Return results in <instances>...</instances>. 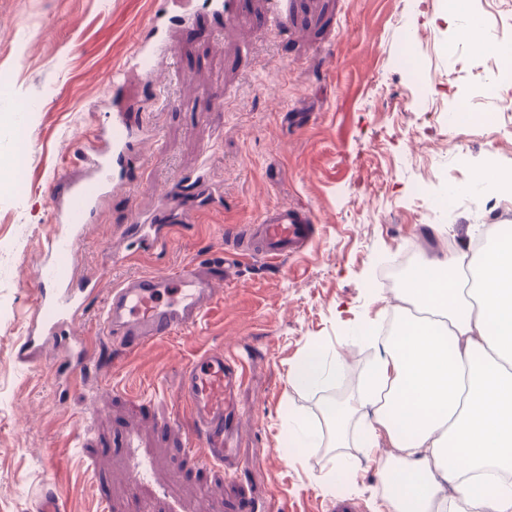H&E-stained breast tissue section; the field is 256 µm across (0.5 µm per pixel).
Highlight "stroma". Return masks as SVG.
Masks as SVG:
<instances>
[{"label": "stroma", "instance_id": "obj_1", "mask_svg": "<svg viewBox=\"0 0 512 512\" xmlns=\"http://www.w3.org/2000/svg\"><path fill=\"white\" fill-rule=\"evenodd\" d=\"M266 0H240L233 20L200 17L180 34L172 65L131 73L136 121L157 144L136 148L123 199L104 200L74 260L101 294L134 274L169 271L223 247L278 206L309 209L316 234L294 257L240 267L200 330L119 356L109 340L82 387L61 391L53 351L20 363L57 227L49 186L94 130L112 119L109 78L151 18L152 0H0V158L24 146L26 166L0 189V512H34L56 483L67 512H239L275 498L281 512H328L339 500L374 512L381 471L367 460L360 414L348 423L353 472L334 471L328 445L297 448L294 414L323 424L327 403L351 402L332 383L295 389L289 376L314 341L366 374L375 356L364 330L399 305L377 282L407 249L417 262L512 224V192L476 186L480 171L512 173V112L477 99L478 122L449 126L464 87L494 80L482 61L512 38V0H293L291 31L260 28ZM483 24L478 57L444 47L457 26ZM207 164L222 190L166 251L116 256L118 229L153 211L164 189ZM473 184L452 198L449 184ZM441 235L427 236L429 223ZM223 346L248 374L227 423L242 462L232 476L187 454L194 424L179 398L184 366Z\"/></svg>", "mask_w": 512, "mask_h": 512}]
</instances>
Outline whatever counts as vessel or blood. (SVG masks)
Instances as JSON below:
<instances>
[{"label": "vessel or blood", "mask_w": 512, "mask_h": 512, "mask_svg": "<svg viewBox=\"0 0 512 512\" xmlns=\"http://www.w3.org/2000/svg\"><path fill=\"white\" fill-rule=\"evenodd\" d=\"M232 19L237 0H158L149 28L136 40L129 61L144 73L170 52L168 32L172 26L190 28L197 10ZM112 81V122L96 132L77 159L80 175L60 179L49 195L52 223L62 235L49 240L54 261L41 270L43 286L35 319L17 357L28 361L33 353L55 344L64 364L57 371L59 383L76 387L97 354L95 340L73 335V327L85 320L92 300L99 297V282L92 277L75 278L63 257L75 253L83 242V230L92 223L99 199L112 195L123 184L129 150L137 132L125 113L130 105L124 95V70L115 68ZM206 172L171 185L155 213L129 225L126 235L138 250H162L173 225L188 224L191 212L186 199L214 195ZM315 226L309 211L282 206L266 211L259 228L242 233L239 242L225 246L223 256L195 261L168 271L133 275L115 283L99 314V333L112 339L118 349L130 354L152 342L196 328L220 302L217 287L237 264L257 258L291 256L311 242ZM245 361L221 347H214L184 370L180 398L191 414L197 433L189 450L204 464L229 463L231 449L224 446V410L227 393L245 379Z\"/></svg>", "instance_id": "vessel-or-blood-1"}]
</instances>
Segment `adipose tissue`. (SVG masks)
<instances>
[{"label":"adipose tissue","mask_w":512,"mask_h":512,"mask_svg":"<svg viewBox=\"0 0 512 512\" xmlns=\"http://www.w3.org/2000/svg\"><path fill=\"white\" fill-rule=\"evenodd\" d=\"M399 297L354 405L365 455L391 477L376 512H512V227L472 258L435 256ZM345 368L315 348L289 382Z\"/></svg>","instance_id":"ef3b65f1"}]
</instances>
